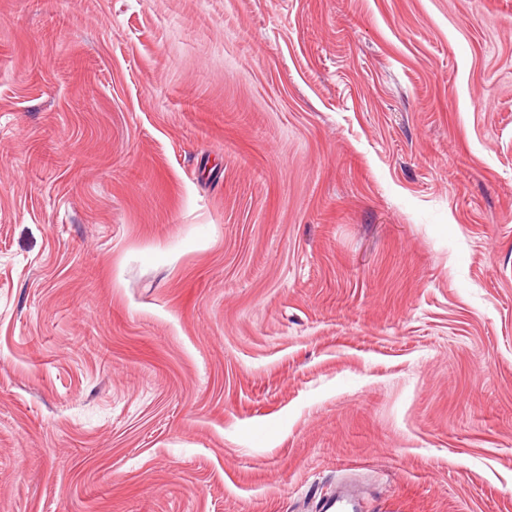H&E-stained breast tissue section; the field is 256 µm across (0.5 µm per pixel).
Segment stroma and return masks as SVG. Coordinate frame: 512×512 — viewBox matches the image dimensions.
Returning a JSON list of instances; mask_svg holds the SVG:
<instances>
[{
	"instance_id": "obj_1",
	"label": "stroma",
	"mask_w": 512,
	"mask_h": 512,
	"mask_svg": "<svg viewBox=\"0 0 512 512\" xmlns=\"http://www.w3.org/2000/svg\"><path fill=\"white\" fill-rule=\"evenodd\" d=\"M512 512V0H0V512Z\"/></svg>"
}]
</instances>
